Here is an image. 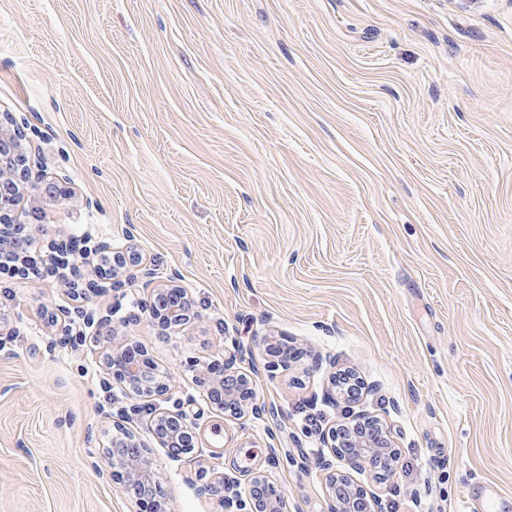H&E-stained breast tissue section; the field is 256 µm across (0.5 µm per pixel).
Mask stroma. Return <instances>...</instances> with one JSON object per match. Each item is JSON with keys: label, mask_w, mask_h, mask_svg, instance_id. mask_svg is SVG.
I'll return each instance as SVG.
<instances>
[{"label": "stroma", "mask_w": 512, "mask_h": 512, "mask_svg": "<svg viewBox=\"0 0 512 512\" xmlns=\"http://www.w3.org/2000/svg\"><path fill=\"white\" fill-rule=\"evenodd\" d=\"M7 114L68 194L24 195L41 273H0L19 330L0 349V512H136L98 470L138 398L105 384L86 312L144 346L198 423L178 457L147 415L128 423L172 512H222L202 469L328 512L335 367L413 467L356 482L409 512H512V0H0ZM72 235L134 238L199 319L159 334L140 281L74 298L47 247ZM45 309L71 312L69 336ZM232 355L270 413L200 394L191 362Z\"/></svg>", "instance_id": "1"}]
</instances>
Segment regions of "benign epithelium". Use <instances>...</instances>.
Segmentation results:
<instances>
[{
    "label": "benign epithelium",
    "mask_w": 512,
    "mask_h": 512,
    "mask_svg": "<svg viewBox=\"0 0 512 512\" xmlns=\"http://www.w3.org/2000/svg\"><path fill=\"white\" fill-rule=\"evenodd\" d=\"M25 134L12 124H0V183L9 185L19 182L33 192L46 191L50 195L62 194L61 188L46 180L40 173H33L26 164ZM17 199L7 191L0 192V223L14 222L12 212ZM18 240L0 241V249L13 248L16 242L29 243L37 233L32 224L16 225ZM52 260L56 264L68 262L67 256L112 257V283L114 289L122 287L123 281L142 279L145 285L154 280V272L143 267L136 244L130 242L114 248L99 242L93 246L83 240L53 241L48 245ZM67 287L77 295L88 299L103 290L93 277H78L67 281ZM141 309L148 312L151 323L166 332L181 328L198 317L195 302L189 289L171 279L159 288L152 289L149 300ZM87 322L96 324V333L105 341L103 365L106 374L115 377L125 390L137 396L163 395L168 391V377L161 374L149 356L147 349L135 347L130 339L120 335L117 328L106 317ZM198 386L202 388L209 403L229 416H238L251 408L257 415L266 412V406L256 403V395L249 376L235 367L231 361L214 359L193 364ZM192 399L179 402L170 408L153 403L132 405L130 413L113 422L118 436L104 456L112 479L122 483L133 492L138 503V512H171L169 500L160 490V477L154 466L152 449L136 441L126 430L123 420L145 412L149 415L148 430L162 448L180 446V453L194 450L198 425L192 421L184 405ZM331 441V456L323 457L320 465L327 471L326 488L330 500V512H384L382 500L370 489L356 484L344 470V465L357 461H370L385 456L391 465L383 471L374 472L378 483L392 479L397 470L398 453L394 448L390 430L380 420L361 411H349L344 423L328 430ZM198 491L211 496L235 512H286V501L281 492L261 473L251 477V486L246 496L236 493L237 481L227 475L216 479L207 477V471L199 473Z\"/></svg>",
    "instance_id": "benign-epithelium-1"
}]
</instances>
